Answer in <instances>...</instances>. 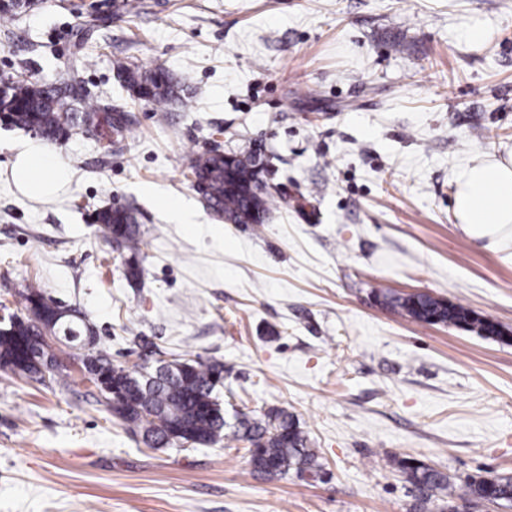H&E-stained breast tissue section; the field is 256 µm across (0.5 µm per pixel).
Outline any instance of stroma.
Wrapping results in <instances>:
<instances>
[{
    "mask_svg": "<svg viewBox=\"0 0 512 512\" xmlns=\"http://www.w3.org/2000/svg\"><path fill=\"white\" fill-rule=\"evenodd\" d=\"M122 3L33 0L0 25V80H72L131 121L118 144L99 119L48 143L70 177L37 200L11 168L41 137L0 124V315H26L36 284L114 364L223 363L225 419L294 415L326 478L261 476L233 444L147 447L56 344L51 379L0 369V512H413L401 460L459 485L512 474V342L373 301L424 292L512 330V241L452 215L458 170L512 150V0ZM121 64L202 93L155 111ZM216 144L270 154L285 202L266 224L203 206L190 165ZM124 206L146 242L137 279L96 232L97 210Z\"/></svg>",
    "mask_w": 512,
    "mask_h": 512,
    "instance_id": "35a3bbf8",
    "label": "stroma"
}]
</instances>
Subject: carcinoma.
Here are the masks:
<instances>
[{
    "label": "carcinoma",
    "instance_id": "obj_1",
    "mask_svg": "<svg viewBox=\"0 0 512 512\" xmlns=\"http://www.w3.org/2000/svg\"><path fill=\"white\" fill-rule=\"evenodd\" d=\"M118 76L133 93L146 91L145 100L161 112L172 103L191 106L180 81L161 65L149 70L122 66ZM99 110L100 103L84 101L69 83L39 84L18 76L7 79L0 87V119L35 130L48 141L67 136ZM257 157L259 153L255 151L242 153L216 147L193 158L190 170L194 189L215 217L230 224H263L271 209L282 203L279 187L264 179L266 168L257 167ZM95 221L104 240L119 241L120 248L132 255L141 250L132 208L101 210ZM375 299L381 306L421 324L469 327L485 337L505 338L498 324L485 323L471 310L428 293H382ZM25 301L28 315H15L0 327L1 369L41 378L54 370L51 345L44 337L47 331L55 332V341L69 348H83L82 341L88 338L96 344L81 315H62L64 307L47 299L40 289H26ZM81 362L86 373L95 368L107 382L118 387L117 398L104 395L106 403L123 424L140 433L143 442L151 447L244 442L254 470L263 476H283L292 470L317 475L321 471L316 452L287 412L275 411L265 419L241 414L232 423L224 420V409L216 396L224 386V365L218 362L196 356L176 359L185 365L181 372L129 371L113 364L101 349L84 354ZM402 469L407 482L422 494L420 503L414 506L416 512L436 495L441 496L444 512H455L457 487L448 473L410 460L403 461ZM495 477L494 495L512 504V475L497 473ZM485 493V476L481 474L464 485L466 496L475 498Z\"/></svg>",
    "mask_w": 512,
    "mask_h": 512
}]
</instances>
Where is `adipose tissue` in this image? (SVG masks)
Masks as SVG:
<instances>
[{
    "label": "adipose tissue",
    "mask_w": 512,
    "mask_h": 512,
    "mask_svg": "<svg viewBox=\"0 0 512 512\" xmlns=\"http://www.w3.org/2000/svg\"><path fill=\"white\" fill-rule=\"evenodd\" d=\"M16 181L31 197L54 194L68 178L47 148L33 143L14 163ZM452 214L463 232L495 245L512 236V150L466 165L455 178Z\"/></svg>",
    "instance_id": "adipose-tissue-1"
}]
</instances>
